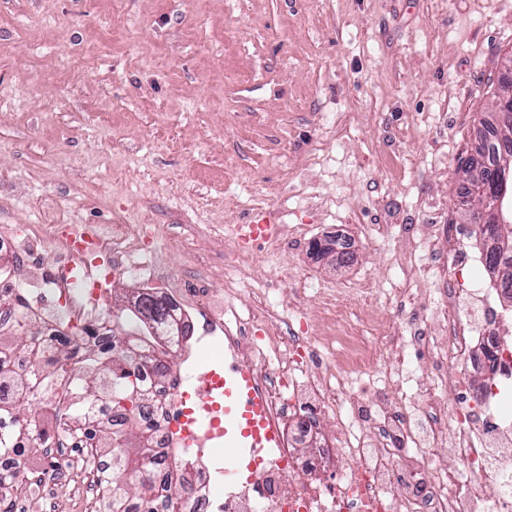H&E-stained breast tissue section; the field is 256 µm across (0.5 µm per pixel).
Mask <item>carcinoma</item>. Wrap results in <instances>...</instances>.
<instances>
[{"label":"carcinoma","instance_id":"obj_1","mask_svg":"<svg viewBox=\"0 0 512 512\" xmlns=\"http://www.w3.org/2000/svg\"><path fill=\"white\" fill-rule=\"evenodd\" d=\"M482 125L491 132V156L489 166L494 167L504 158L500 151L499 131L491 121ZM501 211L508 227L484 240L483 250L486 270L500 288V295L511 301L512 309V192L501 203ZM164 305L144 295L140 308L129 310L121 320H115V331L100 342L84 347L76 359H71L70 344L84 341L90 332L77 338L64 335L49 351L38 344L39 332L32 330L28 317L18 322V336L12 347L26 351L32 358L35 373L18 378L21 389L39 386H55L58 397L65 402L73 415V421L90 412L93 403L105 397L112 407L134 424L139 419V409L147 396L137 383L140 365L152 367L160 377L171 374L169 357L174 352L172 339L175 325L165 324ZM29 403L22 401L10 407L0 406V452L12 451L25 457L24 444L40 435V427L47 414L40 410L27 412ZM96 441L103 453L112 457L109 497L105 512H123L128 499L137 498L143 512H155L150 492L157 480L172 486L181 485L177 472L157 466L145 429L133 436L122 430L114 432L107 426L98 427Z\"/></svg>","mask_w":512,"mask_h":512}]
</instances>
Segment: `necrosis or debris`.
Segmentation results:
<instances>
[{"label":"necrosis or debris","instance_id":"obj_1","mask_svg":"<svg viewBox=\"0 0 512 512\" xmlns=\"http://www.w3.org/2000/svg\"><path fill=\"white\" fill-rule=\"evenodd\" d=\"M46 238L58 246L63 260L39 287L59 305L58 311L43 315V340L60 334L65 320H92L101 334H108L111 321L98 313L103 290L75 287L72 278L81 268H93V255L102 253L115 270L152 279L149 265L138 259L143 245L128 242L119 224L107 232L74 224L61 232L48 230ZM323 295L338 330L323 337L317 349L295 327L297 307L288 309V331L271 323L266 335L257 336L253 329L261 318L256 313L237 312L208 294L192 302L167 295L177 323L199 324L201 341L219 339L227 362L249 367L252 391L278 446L262 456L252 479L225 486L220 435L188 426L203 412L205 389L221 385L223 374L201 372L194 390L187 391L182 378L160 380L141 368L139 383L152 398L143 410L154 428L152 446L180 471L184 483L177 493L160 484L153 487L156 512H165L172 498L178 512H512V493L506 489L512 483V417L501 410L512 393V350L501 343L512 335V318L497 310L489 288L479 283L443 289L433 312L434 328L414 330L415 343L432 354L431 385L415 399L399 377H383L388 396L401 405L395 413L366 412L340 382L381 368V348L398 339L387 314L369 313L357 327L332 290ZM447 388L460 395L452 418L440 396ZM329 417L336 421L334 441L298 453L300 441ZM98 421L121 425L104 403L86 424L69 423L29 441L43 469L19 475L14 512H25L24 493L33 485L39 486L48 512H98L112 471L111 458L97 451L92 436ZM369 422L374 425L370 436L363 432ZM445 446L451 457L436 456V449ZM403 447L413 451L409 477L421 479V491L393 490Z\"/></svg>","mask_w":512,"mask_h":512}]
</instances>
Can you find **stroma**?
<instances>
[{
	"label": "stroma",
	"instance_id": "1",
	"mask_svg": "<svg viewBox=\"0 0 512 512\" xmlns=\"http://www.w3.org/2000/svg\"><path fill=\"white\" fill-rule=\"evenodd\" d=\"M512 0H0V237L115 224L144 238L157 286L296 291L311 337L318 287L381 289L349 311L399 318L410 353L442 286L425 273L467 231L459 167L499 92ZM272 224L280 246L226 245ZM346 237L336 267L311 244ZM223 371L219 340L188 341L173 374Z\"/></svg>",
	"mask_w": 512,
	"mask_h": 512
}]
</instances>
